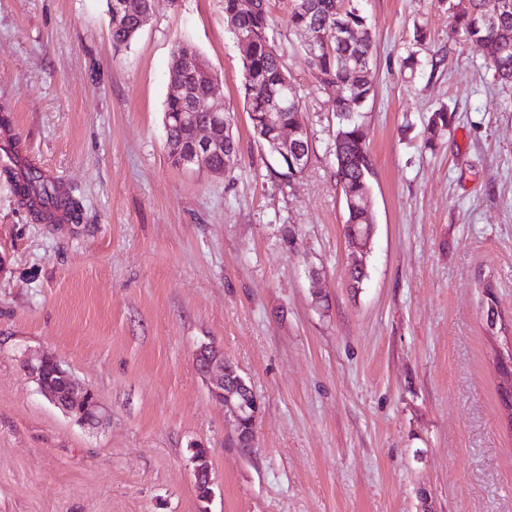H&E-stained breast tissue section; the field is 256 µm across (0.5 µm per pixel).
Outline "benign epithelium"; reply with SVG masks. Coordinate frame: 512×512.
Wrapping results in <instances>:
<instances>
[{"instance_id": "7a95c632", "label": "benign epithelium", "mask_w": 512, "mask_h": 512, "mask_svg": "<svg viewBox=\"0 0 512 512\" xmlns=\"http://www.w3.org/2000/svg\"><path fill=\"white\" fill-rule=\"evenodd\" d=\"M215 82V76H209L207 94L200 99L187 94L180 84L171 83L169 97L185 103L184 111L165 117V125H170V120L174 118L187 130L185 140H171L167 143L169 154L181 167L192 169L202 165L211 172L212 159L224 154V133L228 128V115L224 113V107L213 101ZM278 133L275 147L285 155L303 136L302 129L296 126L280 125ZM369 197L370 194L367 193L356 203V207L363 213L367 228L348 239L349 246L355 250L366 246L374 234L375 225L368 208ZM194 360L199 373L209 383L212 397L233 410L239 447H250L253 429L260 413V403L252 386L238 369L229 367L231 361L224 359L223 353L213 345H201L195 351ZM27 372L38 385L40 392L65 415L88 425L100 418L99 404L94 393L89 389L78 392L72 375L59 359L53 356L42 357L37 363L27 365ZM191 460L195 484L206 496H212L207 455H194Z\"/></svg>"}]
</instances>
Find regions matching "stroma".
Wrapping results in <instances>:
<instances>
[{
  "label": "stroma",
  "mask_w": 512,
  "mask_h": 512,
  "mask_svg": "<svg viewBox=\"0 0 512 512\" xmlns=\"http://www.w3.org/2000/svg\"><path fill=\"white\" fill-rule=\"evenodd\" d=\"M375 94L363 123L375 232L367 278L336 181L331 92L272 0L311 155L299 176L253 139L224 0H153L129 47L107 0H0V150L55 179L79 220L36 222L0 172V512H512V430L482 309L512 326V83L456 32L449 0H362ZM437 69L409 71L415 27ZM218 75L238 163L175 166L171 51ZM449 130L425 146L431 113ZM223 350L260 402L250 448L193 354ZM51 354L104 414L51 405ZM206 448L212 497L191 462Z\"/></svg>",
  "instance_id": "obj_1"
}]
</instances>
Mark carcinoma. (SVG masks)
I'll use <instances>...</instances> for the list:
<instances>
[{
	"label": "carcinoma",
	"instance_id": "carcinoma-1",
	"mask_svg": "<svg viewBox=\"0 0 512 512\" xmlns=\"http://www.w3.org/2000/svg\"><path fill=\"white\" fill-rule=\"evenodd\" d=\"M144 5L143 0H131L121 21L112 25L115 48L126 47L134 39ZM271 7V0H224V14L232 15L238 30L254 38L250 52L241 58L240 83L256 141L269 148L277 134L264 124L266 113H279L283 124L306 125L302 105L278 103V97L287 99L294 86L275 44ZM287 14L293 29L334 32V40L309 57V63L321 90H341L332 98L336 130L340 131V139L335 141L336 177L344 198H358L370 190L373 171L360 121L361 112L374 95L369 78L373 39L367 32L366 17L358 0H287ZM454 19L457 32L480 47L483 57L491 59L494 77L512 82V44L503 43L497 34L503 24L512 27V0H458ZM451 120L443 107L432 112L425 129L429 149L437 146ZM300 148V164L279 157V176L291 180L303 172L310 156L309 138H303ZM15 191L40 222L54 224L61 214L73 221L79 219V200L36 166L28 164L21 169L15 177Z\"/></svg>",
	"mask_w": 512,
	"mask_h": 512
}]
</instances>
